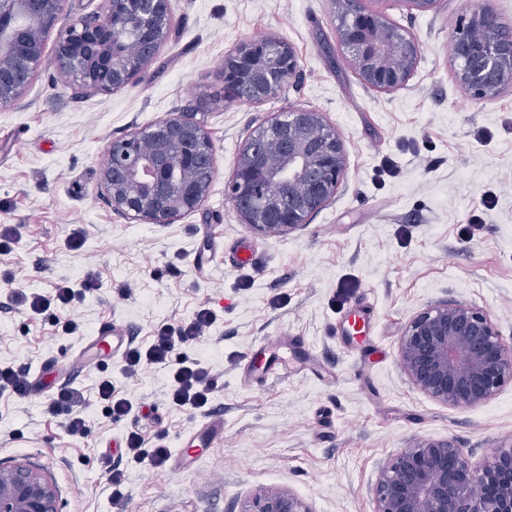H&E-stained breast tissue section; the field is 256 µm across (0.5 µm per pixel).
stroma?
Masks as SVG:
<instances>
[{
  "label": "stroma",
  "instance_id": "35a3bbf8",
  "mask_svg": "<svg viewBox=\"0 0 512 512\" xmlns=\"http://www.w3.org/2000/svg\"><path fill=\"white\" fill-rule=\"evenodd\" d=\"M482 0H370L419 43L408 83L384 93L349 66L332 0H169L168 41L136 81L109 93L81 92L51 68L22 97L0 104V225L22 238L0 272L19 287L47 291L97 272L103 286L71 305L81 325L60 336L0 293V362L49 390L93 389L111 377L120 394L152 404L150 415L106 419L86 411L89 437L69 435L44 397L0 396V462L39 468L58 491V512H240L253 494L281 488L311 512H375L379 464L413 438L454 440L474 460L512 444V386L475 408L442 405L415 388L398 364L408 321L458 301L487 309L512 336V88L486 100L459 84L452 38ZM288 43L296 77L260 104L224 100V58L246 40ZM322 112L346 150L335 199L309 224L262 236L241 224L225 191L240 148L276 114ZM177 112L208 132L217 172L195 211L171 224L113 212L97 182L112 140ZM392 159L396 174L381 171ZM496 195L484 222L463 229ZM82 229L85 244L65 240ZM251 264L233 262L240 241ZM218 316L188 355L210 366L209 410L171 406L166 369L134 374L116 359L83 367L81 350L100 326L126 328L147 345L154 329ZM367 318L354 335L351 315ZM224 435L208 448L192 436L212 417ZM166 435L179 449L157 470L129 463L124 438ZM126 475L128 500L113 504L101 454Z\"/></svg>",
  "mask_w": 512,
  "mask_h": 512
}]
</instances>
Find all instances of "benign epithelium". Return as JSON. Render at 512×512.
Returning <instances> with one entry per match:
<instances>
[{"label":"benign epithelium","instance_id":"1","mask_svg":"<svg viewBox=\"0 0 512 512\" xmlns=\"http://www.w3.org/2000/svg\"><path fill=\"white\" fill-rule=\"evenodd\" d=\"M65 0H0V104L18 100L45 65L92 93L133 83L172 29L169 0H101L98 9L56 31ZM338 39L373 88L394 91L412 75L418 42L362 0H334ZM56 34L51 53L47 39ZM456 78L474 97L512 88V25L488 6L473 10L454 39ZM292 47L247 40L224 58V98L258 103L297 73ZM346 169L341 136L315 109L273 117L237 157L228 185L248 229L293 232L337 193ZM216 174L208 132L189 112L111 142L98 192L112 211L171 224L200 207ZM403 374L433 400L454 408L488 402L512 385V341L486 309L436 304L412 317L399 339ZM375 512H512V445L478 463L451 439L416 438L384 461L373 485ZM0 512H58L57 490L35 466L0 463ZM241 512H312L289 490L251 496Z\"/></svg>","mask_w":512,"mask_h":512}]
</instances>
